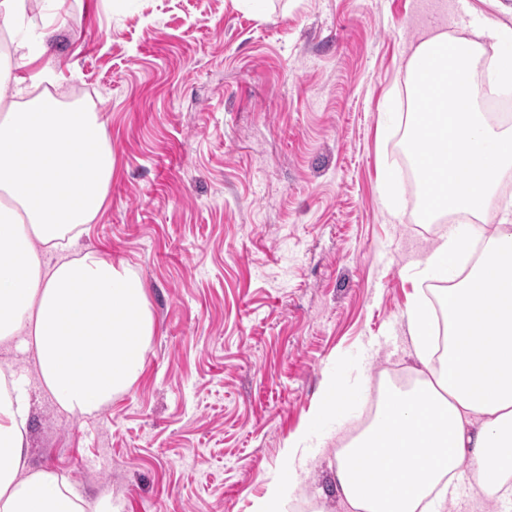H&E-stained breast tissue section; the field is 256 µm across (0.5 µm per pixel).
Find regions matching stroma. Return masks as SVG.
<instances>
[{
	"label": "stroma",
	"mask_w": 512,
	"mask_h": 512,
	"mask_svg": "<svg viewBox=\"0 0 512 512\" xmlns=\"http://www.w3.org/2000/svg\"><path fill=\"white\" fill-rule=\"evenodd\" d=\"M46 42L59 101L94 94L116 169L84 246L145 284L155 328L140 378L96 416L31 387L28 464L122 512H346L336 450L366 398L286 444L326 381L378 391L417 360L411 267L420 224L394 158L412 50L512 0H62ZM391 191L399 207L382 200Z\"/></svg>",
	"instance_id": "35a3bbf8"
}]
</instances>
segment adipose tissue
I'll return each instance as SVG.
<instances>
[{
    "instance_id": "obj_1",
    "label": "adipose tissue",
    "mask_w": 512,
    "mask_h": 512,
    "mask_svg": "<svg viewBox=\"0 0 512 512\" xmlns=\"http://www.w3.org/2000/svg\"><path fill=\"white\" fill-rule=\"evenodd\" d=\"M447 50L448 75L435 88L452 107L434 124L433 163L448 203L422 212L469 224L440 237L415 279L447 277L478 232L503 172L512 167V130L486 123L472 80L481 44L440 34L414 50L406 84ZM0 101V345L31 353L41 388L76 418L100 413L144 370L154 321L141 279L100 251H77L102 211L116 158L99 113L62 108L49 93L16 86ZM60 258L46 265L44 254ZM448 342L435 359L432 302L413 296L408 332L421 367L407 387L389 385L372 425L336 451L332 481L350 512H446L455 479L469 466L482 499L512 497V210H504L470 272L443 289ZM362 376L327 382L309 417L347 406ZM30 414L26 375L0 372V512H117L56 472L27 470Z\"/></svg>"
}]
</instances>
